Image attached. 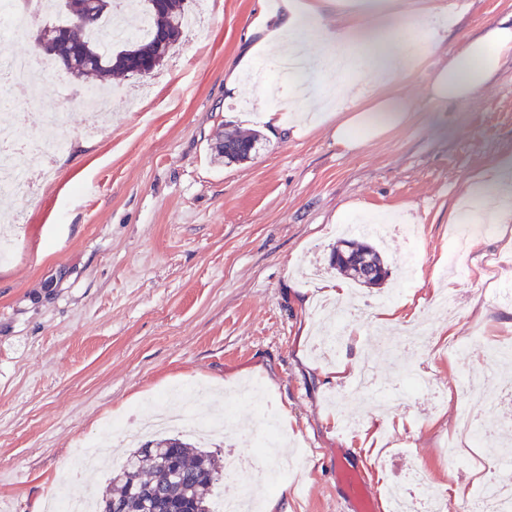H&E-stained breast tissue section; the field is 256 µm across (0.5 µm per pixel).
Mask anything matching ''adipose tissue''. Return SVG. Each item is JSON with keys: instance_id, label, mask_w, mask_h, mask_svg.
I'll return each instance as SVG.
<instances>
[{"instance_id": "adipose-tissue-1", "label": "adipose tissue", "mask_w": 512, "mask_h": 512, "mask_svg": "<svg viewBox=\"0 0 512 512\" xmlns=\"http://www.w3.org/2000/svg\"><path fill=\"white\" fill-rule=\"evenodd\" d=\"M326 0H279L271 24L259 33L266 53L278 57L287 54L293 41L310 37L321 45L319 55L323 70L335 69L342 57H351L347 76L329 83L326 90L338 100H347L354 83L361 82L378 90L377 109L359 108L337 120V144L353 149L358 145L354 131L364 139H375L405 124L411 99L394 84L398 73L411 68L415 59L434 52L444 41L447 27L442 22L443 8L429 7L415 18L404 19L399 28L373 37L357 20L330 24L325 19ZM512 56V20L497 21L478 34L460 40L448 55L432 64L426 90L430 99L455 104L470 100L498 72L502 61ZM467 210L456 212L455 223H469L474 218L494 224L512 222V152L499 154L487 172L474 175L468 184Z\"/></svg>"}]
</instances>
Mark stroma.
I'll use <instances>...</instances> for the list:
<instances>
[{"label": "stroma", "mask_w": 512, "mask_h": 512, "mask_svg": "<svg viewBox=\"0 0 512 512\" xmlns=\"http://www.w3.org/2000/svg\"><path fill=\"white\" fill-rule=\"evenodd\" d=\"M275 0H186L200 30L184 38L150 77H116L125 89L96 136L84 133L83 92L53 67L42 92L62 101L64 148L50 174L27 171L36 196L14 199L17 222H1L11 246L0 260V502L12 512H45L68 481L74 452L95 446L109 469L87 491L105 492L112 469L131 451L106 420L142 421L181 411L184 388L203 390L193 410L230 413L232 427L205 450L235 466L227 445L251 425L263 403L288 414L280 458L307 457L299 479L274 491L288 512H339L337 454L362 467L378 500L422 466L455 506L457 495L484 481L512 433L472 444L458 414L482 405L458 397L462 369L498 391L490 351L512 341V225L476 231L462 257L466 274H447L451 211L473 174L512 150V57L469 101L441 104L425 94L426 59L396 76L412 100L408 122L349 150L333 135L336 115L297 108L298 130L266 136L252 159L225 164L212 150L231 133L263 132L261 113L241 109L255 84L241 89L225 75L254 48L257 27ZM449 43L512 13V0H441ZM423 0H341L326 17L372 22L381 14H415ZM364 214L405 215L419 253L411 277L398 260L399 234L379 242L390 274L378 288L347 283L346 303L330 311L351 320L327 357L314 351L322 297L318 281L338 279L329 265L340 224ZM455 291L456 311L434 320L422 350L387 349L374 323L379 311L421 319L440 292ZM459 341L465 359L448 357ZM378 360L372 386L352 390L357 365ZM347 366V377L331 372ZM425 373L433 393L402 386L406 372ZM359 415L354 431L345 418Z\"/></svg>", "instance_id": "1"}]
</instances>
